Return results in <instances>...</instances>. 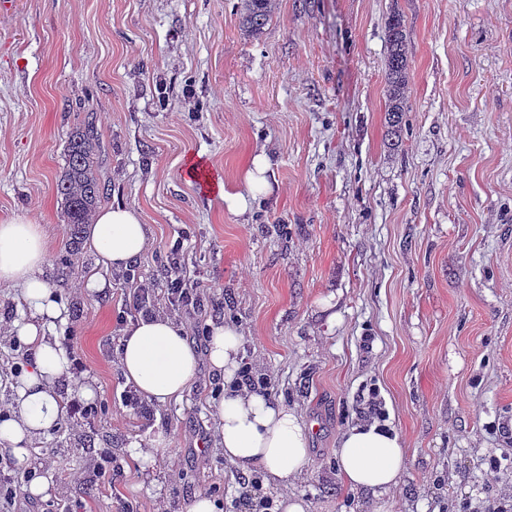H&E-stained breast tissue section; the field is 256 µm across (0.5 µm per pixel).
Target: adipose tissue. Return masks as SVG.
<instances>
[{"label": "adipose tissue", "instance_id": "adipose-tissue-1", "mask_svg": "<svg viewBox=\"0 0 512 512\" xmlns=\"http://www.w3.org/2000/svg\"><path fill=\"white\" fill-rule=\"evenodd\" d=\"M269 167L265 153L253 156L242 191L224 196L229 211L244 212L248 198L268 190ZM90 244L99 264L119 270L146 250L148 229L136 210L118 203L97 213ZM48 257L42 225L21 217L0 223V284L18 289L27 309L12 328L27 345L30 362L12 385L13 413L0 421V448L20 463L33 442L64 416L58 387L71 376L70 356L58 336L68 324V311L45 276ZM242 353L243 337L235 325H212L208 361L223 374L228 391L211 413L224 459L241 473L260 468L291 483L310 461L311 429L283 402L237 388ZM117 360L126 384L162 406L183 398L198 369V357L182 325L166 316L139 319L126 332ZM404 459L399 434L375 425H355L340 440L336 469L346 485L371 491L373 512H388Z\"/></svg>", "mask_w": 512, "mask_h": 512}]
</instances>
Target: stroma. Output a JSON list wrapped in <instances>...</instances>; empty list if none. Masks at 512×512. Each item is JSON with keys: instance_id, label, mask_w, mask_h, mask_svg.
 <instances>
[{"instance_id": "1", "label": "stroma", "mask_w": 512, "mask_h": 512, "mask_svg": "<svg viewBox=\"0 0 512 512\" xmlns=\"http://www.w3.org/2000/svg\"><path fill=\"white\" fill-rule=\"evenodd\" d=\"M241 0H0V221L43 225L63 249L56 184L73 127L91 117L108 203L140 212V281H162L159 246L184 235L186 271L209 284L203 324L245 332L244 362L311 425L312 463L286 486L310 512H367L334 452L366 420L377 388L406 448L390 512H485L512 488V0H275L260 38ZM403 12L411 84L399 148L385 122V18ZM270 195L228 211L253 155ZM202 159L223 190L186 173ZM104 295L81 288L90 274ZM46 275L67 309L84 374L108 413L72 429L94 445L71 473L44 471L48 499L114 512V496L154 512L128 454L163 439L180 465L172 512L194 494L236 512L243 476L224 460L210 413L224 378L208 339L182 319L201 361L182 401L125 408L116 349L135 319L123 271L82 244L74 272ZM111 447L124 472L86 487L71 475ZM207 456L206 467L197 459Z\"/></svg>"}]
</instances>
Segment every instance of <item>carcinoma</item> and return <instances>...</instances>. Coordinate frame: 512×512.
Returning <instances> with one entry per match:
<instances>
[{
	"mask_svg": "<svg viewBox=\"0 0 512 512\" xmlns=\"http://www.w3.org/2000/svg\"><path fill=\"white\" fill-rule=\"evenodd\" d=\"M274 10V0H241L242 30L259 37ZM386 84L389 100L387 124L391 133L400 131L409 85L407 34L403 14L393 11L386 24ZM98 135L93 124L76 128L67 144L66 168L56 189L62 197L65 217V250L56 257L60 276L71 272L70 256L83 242L86 225L108 187L96 172Z\"/></svg>",
	"mask_w": 512,
	"mask_h": 512,
	"instance_id": "obj_1",
	"label": "carcinoma"
}]
</instances>
